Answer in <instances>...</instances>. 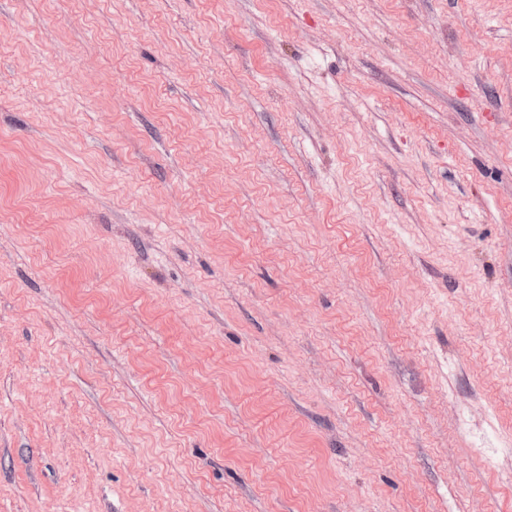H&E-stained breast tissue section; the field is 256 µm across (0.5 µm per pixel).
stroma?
I'll return each mask as SVG.
<instances>
[{
    "mask_svg": "<svg viewBox=\"0 0 512 512\" xmlns=\"http://www.w3.org/2000/svg\"><path fill=\"white\" fill-rule=\"evenodd\" d=\"M0 512H512V0H0Z\"/></svg>",
    "mask_w": 512,
    "mask_h": 512,
    "instance_id": "stroma-1",
    "label": "stroma"
}]
</instances>
